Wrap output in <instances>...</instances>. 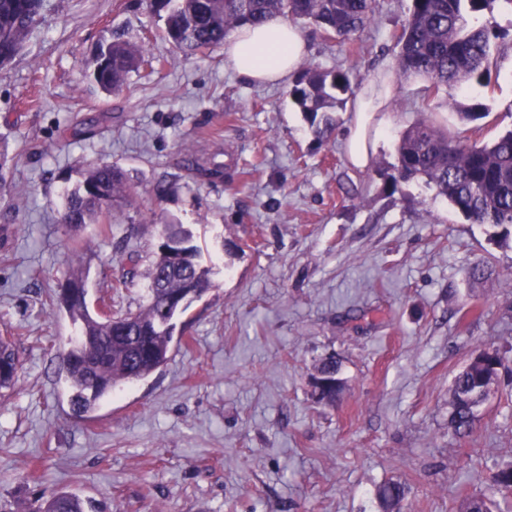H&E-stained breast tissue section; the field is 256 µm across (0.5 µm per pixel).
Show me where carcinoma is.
I'll list each match as a JSON object with an SVG mask.
<instances>
[{
    "instance_id": "1",
    "label": "carcinoma",
    "mask_w": 512,
    "mask_h": 512,
    "mask_svg": "<svg viewBox=\"0 0 512 512\" xmlns=\"http://www.w3.org/2000/svg\"><path fill=\"white\" fill-rule=\"evenodd\" d=\"M155 13L163 14L162 37L182 55L192 57L224 43L231 31L265 23L275 16L308 21L330 37L348 39L365 31L373 17V0H151ZM496 0H413L396 45L395 73L420 77L426 91H466L485 87L497 40L502 34L470 21ZM43 0H0V69L23 49L40 18ZM148 58L141 42L112 38L86 65L87 76L104 92L115 93L127 75ZM353 93L348 73L309 66L296 80L290 95L310 123L320 113L345 106ZM398 161L381 173L386 188L421 179L436 195L472 224L512 227V129L488 143L470 141L421 118L400 137ZM138 193L125 170L112 164H89L80 185L64 198L59 222L74 230L90 224H114L122 207L136 204ZM160 238L188 243L189 259L174 262L160 245L147 269L150 282L145 301L136 312L121 314L104 303L90 309L88 288L82 276L68 283L80 288L68 303L54 297L50 305L65 311L77 326V336L60 354V372L71 391V409L82 418L122 384L142 379L163 366L170 352L174 319L193 299L215 287L210 270L196 261L197 248L190 234L177 224H163ZM11 336H0V389L10 388L18 372ZM482 359L466 363L453 377L450 392L453 432L470 433L475 408L485 399V388L495 367L503 366L491 349L479 350ZM407 487L386 481L375 496L384 512H398ZM497 495H512V462L501 465L489 493L466 500L463 512H492ZM21 512H101L77 494L62 492L38 496Z\"/></svg>"
}]
</instances>
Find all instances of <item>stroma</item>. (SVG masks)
<instances>
[{
    "label": "stroma",
    "mask_w": 512,
    "mask_h": 512,
    "mask_svg": "<svg viewBox=\"0 0 512 512\" xmlns=\"http://www.w3.org/2000/svg\"><path fill=\"white\" fill-rule=\"evenodd\" d=\"M412 0H375L361 37L326 39L299 22L304 65L342 69L355 93L393 70ZM506 32L490 87L441 90L394 79L367 130L369 162L346 141L355 105L318 138L291 81L241 77L223 47L184 59L159 37L148 0H43L21 52L0 69V336L21 366L0 392V502L72 492L108 512H381L378 485L408 487L402 512H460L512 460V370L472 434L448 430V388L483 347L512 360V239L469 223L421 182L384 186L401 133L422 114L449 131L486 104L474 139L512 128V6L476 15ZM152 61L105 94L83 62L114 34ZM221 166L207 178L185 170ZM122 167L138 209L74 233L62 195L89 162ZM170 183L157 199L158 182ZM183 224L215 283L175 320L168 362L86 418L71 414L57 353L75 334L51 293L82 268L90 302L138 310L148 284L125 250L149 257L161 224ZM491 266L472 283V266ZM125 287H118V280ZM336 355L343 392L317 402L311 378Z\"/></svg>",
    "instance_id": "1"
}]
</instances>
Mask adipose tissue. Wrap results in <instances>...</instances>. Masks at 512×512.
<instances>
[{"mask_svg": "<svg viewBox=\"0 0 512 512\" xmlns=\"http://www.w3.org/2000/svg\"><path fill=\"white\" fill-rule=\"evenodd\" d=\"M302 32L282 17L267 21L263 26H243L227 38L224 52L237 73L255 83L284 81L293 72L306 52ZM391 92L389 81L371 85L358 99L357 127L348 140L351 162L359 167L368 161L364 127L370 112L376 111Z\"/></svg>", "mask_w": 512, "mask_h": 512, "instance_id": "1", "label": "adipose tissue"}]
</instances>
